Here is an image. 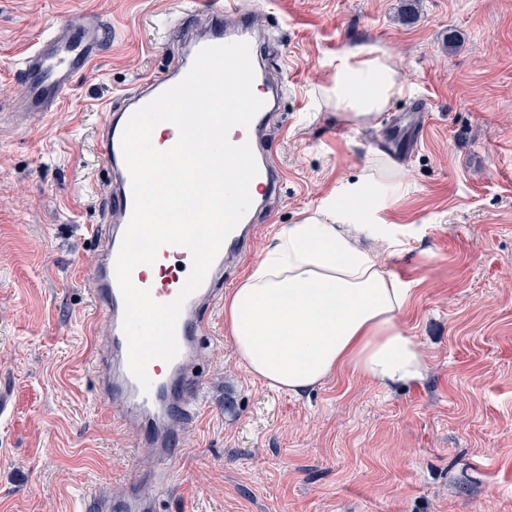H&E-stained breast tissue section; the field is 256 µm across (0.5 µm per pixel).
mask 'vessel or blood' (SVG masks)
Wrapping results in <instances>:
<instances>
[{
  "label": "vessel or blood",
  "instance_id": "1",
  "mask_svg": "<svg viewBox=\"0 0 512 512\" xmlns=\"http://www.w3.org/2000/svg\"><path fill=\"white\" fill-rule=\"evenodd\" d=\"M209 24L190 45V54L206 46L235 41L253 42L258 26L255 18L231 7L208 9ZM112 38V26L96 14L86 15L78 23H62L40 33L21 61L28 105L39 113L53 111L68 97L77 76L86 73L95 58ZM183 63L175 72L141 79L133 91L124 93V111L116 113L111 103L102 106L96 143L104 160L105 181L92 184V191H107L108 203L101 224L93 235L98 242L97 262L91 290L102 327V350L94 366L98 393L106 403L115 425L134 429L139 443L150 448L146 461L140 462L136 474L127 483L124 494H113L104 482L95 483L78 495L74 512H157L162 483L167 482L170 460L184 430L193 423L200 398L201 381L198 365L204 350L206 317L219 300L227 262L245 255L256 234L252 214H245L236 228L224 239L201 284L185 301L176 324L179 353L169 362L151 361L147 375L149 390H142L128 368V343L122 331L124 300L115 275V263L123 232L133 210L131 179L122 154V135L132 114L166 89L178 83L190 70ZM276 95L263 99L264 105L250 125L236 129L234 144H249L258 173L254 178L259 189L275 191L284 178L263 138L265 120L276 105ZM404 129V148L394 150L395 161H403L407 152L418 147L426 131L421 112L409 113ZM161 252L168 260L158 278H149L143 267L132 272L133 283L149 289L154 300L166 303L179 294L192 263L190 251L182 246H165Z\"/></svg>",
  "mask_w": 512,
  "mask_h": 512
}]
</instances>
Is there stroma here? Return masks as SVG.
<instances>
[{
	"instance_id": "35a3bbf8",
	"label": "stroma",
	"mask_w": 512,
	"mask_h": 512,
	"mask_svg": "<svg viewBox=\"0 0 512 512\" xmlns=\"http://www.w3.org/2000/svg\"><path fill=\"white\" fill-rule=\"evenodd\" d=\"M185 0H0V512H70L91 481L124 492L145 450L97 391L88 228L105 168L96 103L178 63ZM255 15L282 84L265 139L285 172L255 206L235 287L275 230L304 212L373 199L388 271L411 288L400 319L427 357L389 390L349 372L301 397L241 367L224 309L206 324L196 421L157 512H512V0H226ZM99 13L112 46L55 112L29 113L16 63L48 26ZM385 55L407 91L366 122L325 88L338 54ZM427 131L405 162L376 150L414 98Z\"/></svg>"
}]
</instances>
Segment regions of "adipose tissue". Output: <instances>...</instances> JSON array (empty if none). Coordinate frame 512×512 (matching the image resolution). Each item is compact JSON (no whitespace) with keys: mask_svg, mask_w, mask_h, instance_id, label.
<instances>
[{"mask_svg":"<svg viewBox=\"0 0 512 512\" xmlns=\"http://www.w3.org/2000/svg\"><path fill=\"white\" fill-rule=\"evenodd\" d=\"M405 83L363 51L337 55L326 89L337 110L371 119ZM366 224L316 212L278 231L224 296L234 354L258 382L300 396L348 371L388 388L422 380L427 360L401 326L410 291L362 245Z\"/></svg>","mask_w":512,"mask_h":512,"instance_id":"obj_1","label":"adipose tissue"}]
</instances>
